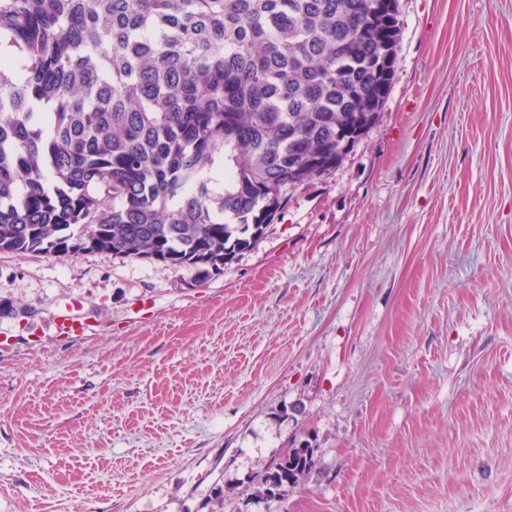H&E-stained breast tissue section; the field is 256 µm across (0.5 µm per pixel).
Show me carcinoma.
Returning a JSON list of instances; mask_svg holds the SVG:
<instances>
[{"label":"carcinoma","mask_w":512,"mask_h":512,"mask_svg":"<svg viewBox=\"0 0 512 512\" xmlns=\"http://www.w3.org/2000/svg\"><path fill=\"white\" fill-rule=\"evenodd\" d=\"M379 3L0 0V252L223 271L383 104Z\"/></svg>","instance_id":"obj_1"}]
</instances>
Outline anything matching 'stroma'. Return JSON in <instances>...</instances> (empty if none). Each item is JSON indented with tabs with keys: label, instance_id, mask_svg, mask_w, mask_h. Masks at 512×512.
Segmentation results:
<instances>
[{
	"label": "stroma",
	"instance_id": "35a3bbf8",
	"mask_svg": "<svg viewBox=\"0 0 512 512\" xmlns=\"http://www.w3.org/2000/svg\"><path fill=\"white\" fill-rule=\"evenodd\" d=\"M400 19L375 124L223 273L0 253V512H512V0ZM79 305V301L73 300L57 312L54 323L59 335L72 337L85 335L87 324L75 314L80 310ZM313 451L308 445L291 448L283 457L270 463L259 473L260 485L265 493L280 495L285 487L295 485L299 478L310 469Z\"/></svg>",
	"mask_w": 512,
	"mask_h": 512
}]
</instances>
